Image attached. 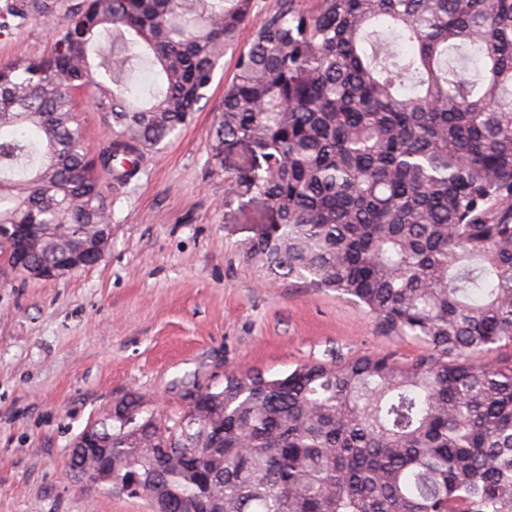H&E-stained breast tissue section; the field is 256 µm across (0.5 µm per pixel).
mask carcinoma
Instances as JSON below:
<instances>
[{
  "mask_svg": "<svg viewBox=\"0 0 512 512\" xmlns=\"http://www.w3.org/2000/svg\"><path fill=\"white\" fill-rule=\"evenodd\" d=\"M54 0L0 14L54 15ZM76 0L46 56L0 64V229L33 224V259L109 223L102 178L164 149L239 48L215 155L276 220L247 249L270 278L351 297L382 336L428 354L247 369L161 419L138 393L72 455L154 512H512V0ZM412 52L395 49L398 41ZM99 62H93V58ZM158 81L133 88L132 73ZM109 136L92 157L73 89Z\"/></svg>",
  "mask_w": 512,
  "mask_h": 512,
  "instance_id": "cac0c4a2",
  "label": "carcinoma"
}]
</instances>
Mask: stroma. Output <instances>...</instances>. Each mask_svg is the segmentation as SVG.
Wrapping results in <instances>:
<instances>
[{"instance_id": "obj_1", "label": "stroma", "mask_w": 512, "mask_h": 512, "mask_svg": "<svg viewBox=\"0 0 512 512\" xmlns=\"http://www.w3.org/2000/svg\"><path fill=\"white\" fill-rule=\"evenodd\" d=\"M51 22L9 19L0 63L52 48ZM237 54L216 69L207 104L123 183L106 185L112 239L94 267L35 280L0 257V512H152L68 469L87 421L129 392L161 417L183 415L196 385L226 373L270 375L306 362L389 355L408 365L426 347L378 335L348 296L296 280L268 282L245 254L273 222L259 196L227 192L250 148L212 150L210 132Z\"/></svg>"}]
</instances>
